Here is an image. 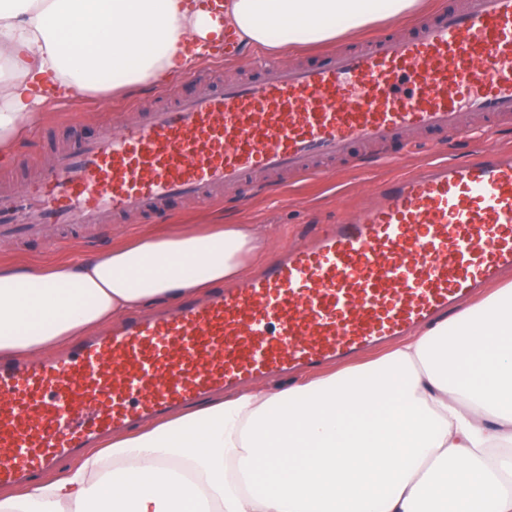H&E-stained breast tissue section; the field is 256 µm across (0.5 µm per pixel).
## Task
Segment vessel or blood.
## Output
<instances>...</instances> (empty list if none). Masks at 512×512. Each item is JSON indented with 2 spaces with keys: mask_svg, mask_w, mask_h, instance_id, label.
<instances>
[{
  "mask_svg": "<svg viewBox=\"0 0 512 512\" xmlns=\"http://www.w3.org/2000/svg\"><path fill=\"white\" fill-rule=\"evenodd\" d=\"M58 153L0 191V242L44 224L165 216L272 173L410 132L469 136L512 117V0H465L319 65L215 83ZM512 268V150L385 180L262 272L156 317L128 318L62 356L0 364V485L33 480L103 434L213 391L350 357Z\"/></svg>",
  "mask_w": 512,
  "mask_h": 512,
  "instance_id": "obj_1",
  "label": "vessel or blood"
}]
</instances>
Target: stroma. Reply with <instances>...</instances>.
Masks as SVG:
<instances>
[{
	"label": "stroma",
	"mask_w": 512,
	"mask_h": 512,
	"mask_svg": "<svg viewBox=\"0 0 512 512\" xmlns=\"http://www.w3.org/2000/svg\"><path fill=\"white\" fill-rule=\"evenodd\" d=\"M358 38L337 40L325 47L301 46L274 58L259 50L234 60L208 58L211 75L217 81H252L261 78L266 66L316 64L334 50L357 46ZM193 93L195 86L187 76L160 85L144 86L121 95L89 93L82 100H63L45 109L32 136L20 144L8 161L0 162V179L21 187L33 181L52 161L56 152L68 149L91 133L94 125L135 120L139 110L166 103L170 91ZM437 150L406 148L394 152L383 146L369 147L377 164L339 160L331 172L310 180H295L281 175L269 185L252 188L246 195L224 193L223 200L198 207L174 209L169 216L151 221L136 214L113 224H97L64 231L45 226L40 235L17 243H0V262L40 264L58 259L78 258L101 253L121 237L144 231L168 232L182 224H264L271 233L269 254L303 241L312 225L321 224L341 212L367 201L374 186L387 178L408 174L440 156L464 158L469 148L456 135L445 134Z\"/></svg>",
	"instance_id": "obj_1"
}]
</instances>
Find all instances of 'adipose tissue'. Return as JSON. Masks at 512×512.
Wrapping results in <instances>:
<instances>
[{
    "label": "adipose tissue",
    "instance_id": "1",
    "mask_svg": "<svg viewBox=\"0 0 512 512\" xmlns=\"http://www.w3.org/2000/svg\"><path fill=\"white\" fill-rule=\"evenodd\" d=\"M420 0H0V159L34 105L161 84L221 54L323 43ZM251 224L143 235L47 268L0 266V360L248 276ZM0 512H512V283L382 357L240 389L113 438Z\"/></svg>",
    "mask_w": 512,
    "mask_h": 512
}]
</instances>
